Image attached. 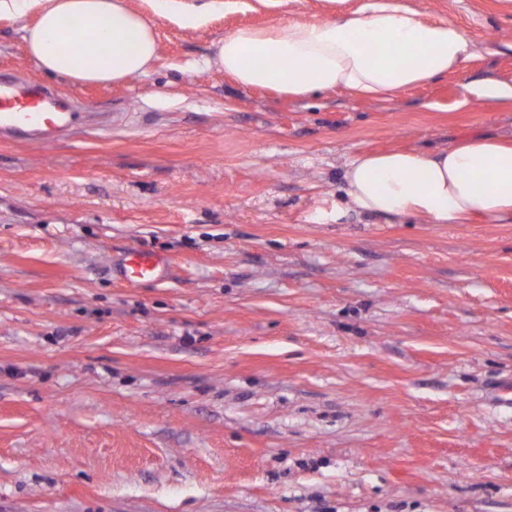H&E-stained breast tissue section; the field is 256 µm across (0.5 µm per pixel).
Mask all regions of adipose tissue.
I'll use <instances>...</instances> for the list:
<instances>
[{"label":"adipose tissue","mask_w":512,"mask_h":512,"mask_svg":"<svg viewBox=\"0 0 512 512\" xmlns=\"http://www.w3.org/2000/svg\"><path fill=\"white\" fill-rule=\"evenodd\" d=\"M156 14L188 28L202 25L223 0L190 6L149 0ZM38 20L23 40L35 65L77 84L124 83L147 73L158 56L154 25L129 0H0V14ZM471 56L468 34L446 20L425 19L400 0H368L328 20L242 26L213 45L206 66L242 87L304 99L342 88L386 99L460 71ZM349 207L415 217L428 224H496L512 217V143L473 138L436 151L364 153L343 173Z\"/></svg>","instance_id":"ef3b65f1"}]
</instances>
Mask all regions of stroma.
<instances>
[{
    "mask_svg": "<svg viewBox=\"0 0 512 512\" xmlns=\"http://www.w3.org/2000/svg\"><path fill=\"white\" fill-rule=\"evenodd\" d=\"M365 0L152 16L151 70L73 85L0 17V72L111 130L0 139V512H512V217L345 206L364 152L512 136V0H404L467 30L463 71L297 100L205 68L242 25ZM169 256L126 288V248ZM464 89L469 93L477 94L488 102L512 104V86L487 80L481 82L476 90L473 89L471 84H465Z\"/></svg>",
    "mask_w": 512,
    "mask_h": 512,
    "instance_id": "stroma-1",
    "label": "stroma"
}]
</instances>
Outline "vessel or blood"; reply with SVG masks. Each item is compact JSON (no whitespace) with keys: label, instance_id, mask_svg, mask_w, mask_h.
<instances>
[{"label":"vessel or blood","instance_id":"obj_1","mask_svg":"<svg viewBox=\"0 0 512 512\" xmlns=\"http://www.w3.org/2000/svg\"><path fill=\"white\" fill-rule=\"evenodd\" d=\"M78 122L71 95L10 74H0V137L50 143ZM170 265L165 256L130 248L123 252L117 273L126 287L137 288L162 278Z\"/></svg>","mask_w":512,"mask_h":512}]
</instances>
